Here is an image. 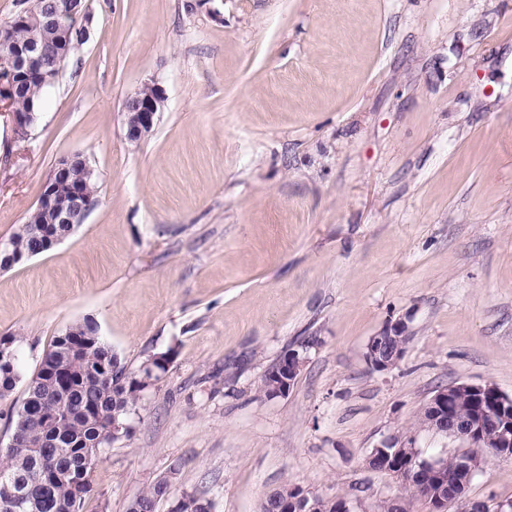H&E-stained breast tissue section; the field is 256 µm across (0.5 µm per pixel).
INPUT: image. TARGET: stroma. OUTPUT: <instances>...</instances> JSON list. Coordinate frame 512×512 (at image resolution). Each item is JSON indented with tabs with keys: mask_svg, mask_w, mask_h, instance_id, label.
Here are the masks:
<instances>
[{
	"mask_svg": "<svg viewBox=\"0 0 512 512\" xmlns=\"http://www.w3.org/2000/svg\"><path fill=\"white\" fill-rule=\"evenodd\" d=\"M88 35L25 140L0 112V239L79 152L96 204L48 251L0 270V336L20 335L21 401L43 354L93 319L128 369L178 350L83 512L182 467L173 493L259 512L288 483L399 497L370 469L439 387L512 394V0H86ZM166 99L132 144L124 104ZM409 322L399 365L366 344ZM288 395L258 396L286 350ZM467 498L512 500L486 456Z\"/></svg>",
	"mask_w": 512,
	"mask_h": 512,
	"instance_id": "35a3bbf8",
	"label": "stroma"
}]
</instances>
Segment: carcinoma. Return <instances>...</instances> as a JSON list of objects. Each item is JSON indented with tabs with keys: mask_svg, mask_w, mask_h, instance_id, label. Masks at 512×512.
<instances>
[{
	"mask_svg": "<svg viewBox=\"0 0 512 512\" xmlns=\"http://www.w3.org/2000/svg\"><path fill=\"white\" fill-rule=\"evenodd\" d=\"M72 3L78 22L62 34L68 49L54 62L63 69L75 47L83 43L87 20L84 0H25L20 13L30 22L42 18L53 2ZM12 29V42L0 44V56L9 54L13 44L30 42L36 32L27 24L7 21ZM11 110L41 112L42 95L48 84L36 78L12 76ZM46 216L34 209L25 223L9 236L12 248L36 255L44 245L35 236V226ZM12 352L11 369L0 367V399L10 396L21 381L19 343L21 337L9 336ZM177 351L148 356L135 370L121 363L120 357L100 336H76L64 332L55 337L51 348L41 358L39 372L27 385L19 406L10 411L11 433L6 447L0 448V475L6 481L27 486L35 499L42 498L41 475L45 464L55 465L59 479L51 485L46 505L37 512H83L87 497L94 489V472L99 456L115 443L130 438L131 422L138 415L144 394L167 371L165 363L173 362ZM63 368L67 388L59 392L42 377V370ZM120 430L112 431V421ZM400 507L388 500L379 512H413L414 505L426 503L422 490L413 484L402 485ZM170 484L158 480L135 496L126 512H155L158 500L167 497ZM179 512H212L211 501L197 491H184L179 496Z\"/></svg>",
	"mask_w": 512,
	"mask_h": 512,
	"instance_id": "cac0c4a2",
	"label": "carcinoma"
}]
</instances>
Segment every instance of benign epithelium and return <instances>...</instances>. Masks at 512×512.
I'll return each mask as SVG.
<instances>
[{"label":"benign epithelium","mask_w":512,"mask_h":512,"mask_svg":"<svg viewBox=\"0 0 512 512\" xmlns=\"http://www.w3.org/2000/svg\"><path fill=\"white\" fill-rule=\"evenodd\" d=\"M45 25L64 30L68 25L66 11L50 6L45 13ZM43 54L36 53L34 43L24 49H16L8 58L0 60V70L9 74H23L29 77L41 73ZM11 85L0 78V111L11 114L14 128L26 125V118L10 109L8 92ZM165 99L162 87H156V96L135 98V108L124 113L126 139L137 142L153 129L157 112ZM59 178L67 180L68 192L58 193V184L48 181L39 197V207L51 215L50 223L66 224L74 229L82 223L92 209L94 200L82 190V182L92 174L88 166L78 171L75 155L61 158L56 164ZM409 333L408 322L402 318L390 322L384 330L369 339L366 358L375 372L391 370L399 365L406 348L396 339ZM304 365V358L290 350L280 356L274 368L266 371V377L275 388L274 395L284 396L293 387ZM469 393L477 403V414L460 419L454 411L455 396L458 392ZM428 425L426 431L463 442L468 448H481L483 432L493 428L498 432L496 455L512 457V396L502 392L490 383H456L438 388L426 403ZM385 460L384 471L405 483H419L426 489V498L432 512H488L489 502L472 501L457 497V483L443 474L441 458L426 457L417 446L416 436L406 441L402 435H395L375 446L368 460ZM322 495L297 487L288 492L277 504L275 512H318Z\"/></svg>","instance_id":"obj_1"}]
</instances>
